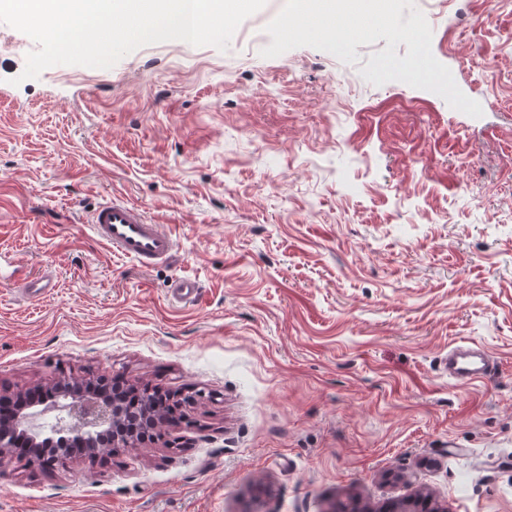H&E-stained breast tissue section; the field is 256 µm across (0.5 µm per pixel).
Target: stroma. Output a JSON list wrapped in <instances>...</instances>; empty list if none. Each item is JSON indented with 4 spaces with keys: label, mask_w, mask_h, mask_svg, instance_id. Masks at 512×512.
<instances>
[{
    "label": "stroma",
    "mask_w": 512,
    "mask_h": 512,
    "mask_svg": "<svg viewBox=\"0 0 512 512\" xmlns=\"http://www.w3.org/2000/svg\"><path fill=\"white\" fill-rule=\"evenodd\" d=\"M475 118L298 47L262 8L227 50L181 40L14 84L37 44L0 22V392L60 375L192 397L136 448L0 471V512H330L431 498L512 512V0H414ZM172 233L145 270L100 202ZM181 277L195 304L170 303ZM496 365L459 387L454 345ZM89 227L93 234L118 254L141 268L170 262L175 240L139 206L124 200L100 203ZM17 284L21 285L22 288L20 290L28 299L40 300L53 288V279L44 274L30 275L28 273Z\"/></svg>",
    "instance_id": "stroma-1"
}]
</instances>
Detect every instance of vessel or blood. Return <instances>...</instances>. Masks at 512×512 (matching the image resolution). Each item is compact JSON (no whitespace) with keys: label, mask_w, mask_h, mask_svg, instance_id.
I'll use <instances>...</instances> for the list:
<instances>
[{"label":"vessel or blood","mask_w":512,"mask_h":512,"mask_svg":"<svg viewBox=\"0 0 512 512\" xmlns=\"http://www.w3.org/2000/svg\"><path fill=\"white\" fill-rule=\"evenodd\" d=\"M89 227L113 253L131 259L139 267L167 263L174 256L172 234L133 203L124 200L100 203L91 216ZM20 285L28 299L39 300L50 292L53 281L44 274L29 275L21 279ZM199 293L196 281L177 278L171 284L169 298L173 305L185 306L193 304ZM493 370L494 365L484 348L475 343L450 348L444 360L445 373L458 384L473 383L491 375Z\"/></svg>","instance_id":"obj_1"}]
</instances>
